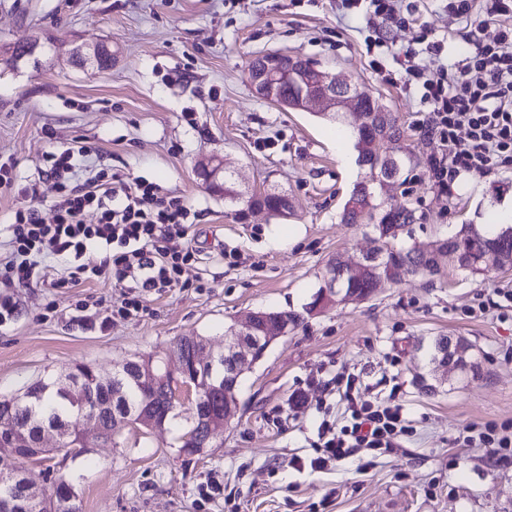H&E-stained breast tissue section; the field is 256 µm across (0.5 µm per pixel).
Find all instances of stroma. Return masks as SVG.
Masks as SVG:
<instances>
[{
    "label": "stroma",
    "instance_id": "35a3bbf8",
    "mask_svg": "<svg viewBox=\"0 0 512 512\" xmlns=\"http://www.w3.org/2000/svg\"><path fill=\"white\" fill-rule=\"evenodd\" d=\"M419 9L421 23L389 30L396 45L426 33L455 57L496 34L443 0H420ZM372 34L343 0H0V48L36 46L0 65V155L15 159L13 178L37 183L51 147L85 146L80 179L103 169L142 177L197 213L187 236L169 243L194 248L195 259L131 315L118 312L120 283L51 287L64 274L55 260L27 287L0 284L18 304L0 326V395L78 362L105 375L182 336L221 348L225 327L246 312L302 311L336 256L354 261L372 248L369 228L340 221L364 175L354 149L338 154L336 122L260 98L247 81L256 55H298L365 82L380 107L398 113L412 161L387 200L415 208V242L487 223L511 202L512 165L460 173L447 193L434 184L428 160L439 143L418 127V93L371 70ZM97 43L112 47L108 69L85 60ZM212 155L231 162L241 191L287 192L294 215L235 223L196 174ZM287 227L294 239L283 247ZM501 288L512 289V270L453 272L431 285L412 278L332 306L244 372L238 416L202 453L178 452L184 408L169 428H125L115 443L44 461L32 476L47 487L52 472L67 473L78 512H512V453L460 438L470 424L512 433V303ZM87 317L108 325L86 327ZM438 336L465 338L477 376L439 382L429 362ZM351 377L369 399L402 405L410 432L385 451L297 469L295 459L315 457L322 420L345 424L340 394Z\"/></svg>",
    "mask_w": 512,
    "mask_h": 512
}]
</instances>
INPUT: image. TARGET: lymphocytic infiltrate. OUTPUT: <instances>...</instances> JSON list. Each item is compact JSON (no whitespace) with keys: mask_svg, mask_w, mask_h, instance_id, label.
Listing matches in <instances>:
<instances>
[{"mask_svg":"<svg viewBox=\"0 0 512 512\" xmlns=\"http://www.w3.org/2000/svg\"><path fill=\"white\" fill-rule=\"evenodd\" d=\"M367 25L408 24L416 6L403 0H346ZM454 13L479 15L498 27L493 43L477 45L475 52L447 62L443 41L397 49L393 57L403 70L406 87L420 91L426 113L419 123L424 135L441 146L430 168L441 190H448L460 172L483 175L497 166L512 164V0H448ZM87 148L47 152L42 186L15 184L10 172L13 158L0 157V190L27 198L9 224L12 251L0 263V282L10 288L27 286L41 278L46 259L64 263L66 276L57 287L79 280L126 283L125 307L138 296L170 285L190 253L170 252L167 243L187 233L191 209L184 200L163 193L160 186L140 179L98 172L77 182L81 157ZM52 200L53 223H45L40 210ZM98 221H84L87 211ZM342 398L350 412L347 423L322 421L317 457L296 460L297 468H322L341 460L353 449H388L407 428L401 405H380L347 382Z\"/></svg>","mask_w":512,"mask_h":512,"instance_id":"obj_1","label":"lymphocytic infiltrate"}]
</instances>
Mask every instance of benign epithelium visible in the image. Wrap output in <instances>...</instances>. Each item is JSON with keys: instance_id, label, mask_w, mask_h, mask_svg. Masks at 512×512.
I'll list each match as a JSON object with an SVG mask.
<instances>
[{"instance_id": "obj_1", "label": "benign epithelium", "mask_w": 512, "mask_h": 512, "mask_svg": "<svg viewBox=\"0 0 512 512\" xmlns=\"http://www.w3.org/2000/svg\"><path fill=\"white\" fill-rule=\"evenodd\" d=\"M294 57L281 52H272L259 57V63L248 70V82L253 91L286 110H303L315 105L325 113L341 112L346 120L353 124L364 122L363 108L359 102L360 87L357 82L346 76H341L329 69L311 63L303 69L293 68ZM288 77L300 88L295 100L277 94L283 78ZM199 175L205 183L214 187L218 192L224 189L220 180L224 179V169L227 163L224 157L214 155L198 165ZM488 270H502L512 267V256H507L496 250L488 251L483 258ZM349 273L360 275V264L340 260V268H330L328 288L324 292V300L319 302L314 313H321L324 307L333 306L341 300L352 303L353 296L345 295L340 276ZM288 335V312H268L256 310L249 312L245 319L231 326L224 334V349L215 352L210 348L208 340L203 336L193 338L191 359L194 365L204 369L210 368L211 363L218 357H224V387L208 384L207 379L195 377L182 378L185 356L180 350L161 356L148 355L135 362V372L139 381L155 384L171 380L169 398L191 407H197L212 391L224 390V412L219 415L210 414L203 418L204 424L194 433L193 439L199 449L209 447L210 440L216 430L230 423L239 412L238 400L235 394L240 376L243 374L247 361H257L263 357L268 347L276 340ZM466 345L463 339L451 340L449 350L438 353L434 365L442 370V378L448 379L450 374L466 371ZM65 390L79 399L76 422L69 429L78 436L81 445L88 446L91 441L103 442L107 439L109 430H117L125 426L126 421L120 416H114V422L107 424L98 408L84 398L83 387L79 379H66ZM131 425L140 426L147 430L164 427L156 417L145 411L135 413ZM45 451L42 443L30 441L22 432L12 429L8 423H0V478L23 486L22 498L6 499L0 502L3 512H11L16 507L35 506L47 492L37 488L29 476V472L20 471L16 466L21 459L33 458Z\"/></svg>"}]
</instances>
